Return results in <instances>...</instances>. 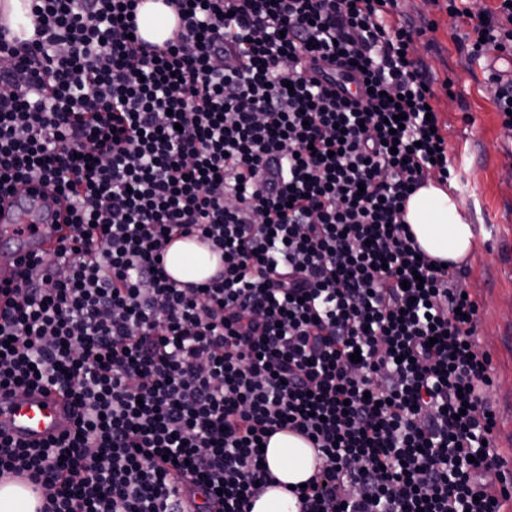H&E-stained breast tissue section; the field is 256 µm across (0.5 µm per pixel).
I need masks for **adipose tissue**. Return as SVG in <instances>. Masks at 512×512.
I'll use <instances>...</instances> for the list:
<instances>
[{
	"label": "adipose tissue",
	"mask_w": 512,
	"mask_h": 512,
	"mask_svg": "<svg viewBox=\"0 0 512 512\" xmlns=\"http://www.w3.org/2000/svg\"><path fill=\"white\" fill-rule=\"evenodd\" d=\"M176 22L174 12L162 0H145L137 13L141 35L152 42L167 39ZM405 219L421 249L432 258L458 263L476 246L474 229L460 202L436 179H428L409 197ZM218 263L216 254L192 239L171 242L165 254L168 273L180 282L204 281L216 271ZM265 460L280 485L258 498L251 512H298V500L291 488L312 475L314 449L298 435L279 432L271 437Z\"/></svg>",
	"instance_id": "adipose-tissue-1"
}]
</instances>
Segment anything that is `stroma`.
I'll return each instance as SVG.
<instances>
[{"label": "stroma", "instance_id": "obj_1", "mask_svg": "<svg viewBox=\"0 0 512 512\" xmlns=\"http://www.w3.org/2000/svg\"><path fill=\"white\" fill-rule=\"evenodd\" d=\"M398 11L424 30L418 53L448 153L470 190L464 210L477 245L460 285L479 304V344L492 357L488 400L496 412V442L512 470V129L502 124L491 79L492 69L506 70L507 63L468 57L459 45L468 20L449 17L445 6L398 0Z\"/></svg>", "mask_w": 512, "mask_h": 512}]
</instances>
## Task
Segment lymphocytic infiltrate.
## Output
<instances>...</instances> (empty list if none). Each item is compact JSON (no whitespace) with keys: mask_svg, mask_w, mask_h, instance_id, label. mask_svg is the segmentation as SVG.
<instances>
[{"mask_svg":"<svg viewBox=\"0 0 512 512\" xmlns=\"http://www.w3.org/2000/svg\"><path fill=\"white\" fill-rule=\"evenodd\" d=\"M141 2L0 25V187L50 188L63 231L0 305V389L75 409L42 445L0 437V480L38 512H181L180 473L195 512H249L288 430L319 460L300 512H500L478 304L404 219L455 175L421 29L386 22L397 0H164L159 47ZM469 20L470 56L512 57V0ZM189 237L220 257L206 282L165 269ZM139 7L137 23L141 35L152 42L162 43L176 26V16L162 0H146Z\"/></svg>","mask_w":512,"mask_h":512,"instance_id":"lymphocytic-infiltrate-1","label":"lymphocytic infiltrate"}]
</instances>
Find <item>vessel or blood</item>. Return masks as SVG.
I'll use <instances>...</instances> for the list:
<instances>
[{
	"mask_svg": "<svg viewBox=\"0 0 512 512\" xmlns=\"http://www.w3.org/2000/svg\"><path fill=\"white\" fill-rule=\"evenodd\" d=\"M59 232L49 224L42 197L17 192L0 205V287L18 280V263L30 255L54 258ZM73 427L70 402L54 390L35 389L11 394L0 391V436L23 445H39Z\"/></svg>",
	"mask_w": 512,
	"mask_h": 512,
	"instance_id": "obj_1",
	"label": "vessel or blood"
}]
</instances>
